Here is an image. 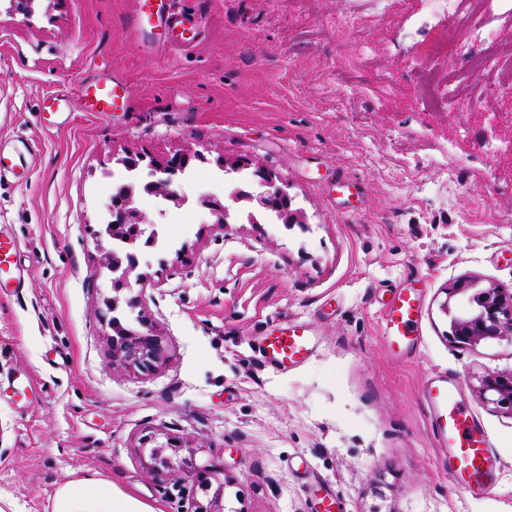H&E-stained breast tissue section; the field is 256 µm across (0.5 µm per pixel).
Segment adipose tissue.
Here are the masks:
<instances>
[{"instance_id": "ef3b65f1", "label": "adipose tissue", "mask_w": 512, "mask_h": 512, "mask_svg": "<svg viewBox=\"0 0 512 512\" xmlns=\"http://www.w3.org/2000/svg\"><path fill=\"white\" fill-rule=\"evenodd\" d=\"M52 512H160L135 495L119 490L101 477H85L64 483Z\"/></svg>"}]
</instances>
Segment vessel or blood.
Wrapping results in <instances>:
<instances>
[{"label": "vessel or blood", "instance_id": "1", "mask_svg": "<svg viewBox=\"0 0 512 512\" xmlns=\"http://www.w3.org/2000/svg\"><path fill=\"white\" fill-rule=\"evenodd\" d=\"M160 16L155 0H135L131 35L143 41L152 35ZM168 36L160 50L173 46H190L202 33L198 17L167 20ZM45 109L51 113L80 110L107 114L127 111L131 94L122 83L98 80L69 91L48 94ZM33 164L30 150L0 148V174L26 176ZM18 244L11 233L0 226V288L19 290L26 271L17 259ZM421 279H404L390 285L389 297L381 319L387 353L396 359L408 355L420 342L422 322ZM266 359L279 370L287 371L304 364L314 350L307 324L292 320L279 323L276 333L261 344ZM421 401L428 414L431 435L437 447L446 449L448 476L452 483L471 497L482 496L499 476V463L490 439L474 411L461 399L457 378L443 373L428 379L421 388Z\"/></svg>", "mask_w": 512, "mask_h": 512}]
</instances>
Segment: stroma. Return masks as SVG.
<instances>
[{
    "instance_id": "obj_1",
    "label": "stroma",
    "mask_w": 512,
    "mask_h": 512,
    "mask_svg": "<svg viewBox=\"0 0 512 512\" xmlns=\"http://www.w3.org/2000/svg\"><path fill=\"white\" fill-rule=\"evenodd\" d=\"M424 0H163L193 13L204 38L166 52L132 41L134 0H0V146L36 140L28 179L0 178V225L20 244L22 294L0 297V500L52 512L66 481L101 476L163 512H191L183 472L214 465L232 484L223 512H311L330 483L343 512H512V414L485 404L480 382L512 371V341L461 347L442 310L463 280L512 291V0H466L463 19L497 13L496 68L482 51L435 58L419 30ZM356 25L339 34L336 19ZM117 78L132 107L39 123L43 96ZM456 85L448 114L428 100ZM199 152L165 212L138 205L157 232L136 246L138 279L114 291L102 235L120 183L117 159ZM241 170H225V162ZM266 167L301 213L286 226L232 189L254 191ZM349 200L328 195L341 177ZM209 196L228 216L216 223ZM426 283L421 343L397 360L383 343L388 284ZM163 337L149 369L112 364L110 300ZM299 319L312 357L278 372L258 351L275 323ZM454 373L490 434L502 476L483 497L453 487L420 393ZM28 383L27 401L13 382ZM182 439L181 469L157 476L146 436Z\"/></svg>"
}]
</instances>
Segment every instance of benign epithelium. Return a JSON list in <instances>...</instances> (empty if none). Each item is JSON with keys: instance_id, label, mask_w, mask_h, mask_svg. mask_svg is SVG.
Here are the masks:
<instances>
[{"instance_id": "7a95c632", "label": "benign epithelium", "mask_w": 512, "mask_h": 512, "mask_svg": "<svg viewBox=\"0 0 512 512\" xmlns=\"http://www.w3.org/2000/svg\"><path fill=\"white\" fill-rule=\"evenodd\" d=\"M197 154L179 152L168 158L157 160L146 155H134L132 159L143 162L162 175V184L170 186L175 176L182 173ZM257 184L261 191L249 193L247 197L262 208H270L276 204L285 205L288 193L278 186L275 177L265 169L258 167L254 171ZM136 192L134 186H128L121 193L112 195L109 210L112 222L106 232L112 237H125L131 243L140 238L151 242L152 237L146 236L144 218L140 211L133 206ZM446 314L451 316L450 333L455 343L461 347H472L490 339L512 340V293L506 294L497 287L477 288L474 280H463L448 289V297L443 304ZM164 345L162 337L152 330L135 333L125 331L112 337V365L124 367L148 368L162 359ZM480 395L486 403L495 408L512 414V372L493 373L482 379ZM154 443L150 451L152 468L157 471L174 468L172 456L165 454L166 449L176 450L180 441L168 438ZM221 471L209 468L198 469L189 475V481L202 492L211 490L213 482H219L217 492L224 491L226 482L220 480Z\"/></svg>"}]
</instances>
